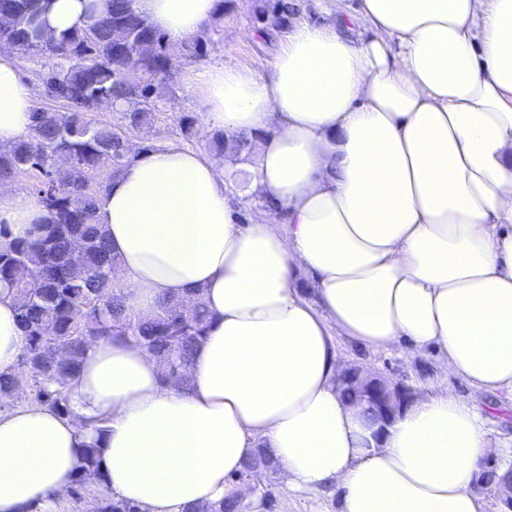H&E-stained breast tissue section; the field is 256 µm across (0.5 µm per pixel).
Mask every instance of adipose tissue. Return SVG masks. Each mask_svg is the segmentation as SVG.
Wrapping results in <instances>:
<instances>
[{"label": "adipose tissue", "instance_id": "obj_1", "mask_svg": "<svg viewBox=\"0 0 512 512\" xmlns=\"http://www.w3.org/2000/svg\"><path fill=\"white\" fill-rule=\"evenodd\" d=\"M134 6L176 40L216 12ZM21 68L0 52L2 146L32 123ZM188 86L227 135L262 136L248 172L281 217L239 224L222 159L170 142L111 180L98 222L126 314L200 299L206 336L182 386L109 339L70 380V414L0 413V512H67L93 440L109 492L141 512L221 501L259 445L288 490H334L341 512H486L475 474L505 449L477 399L512 397V0H361L349 21L294 26L266 73L212 66ZM44 216L0 188V248ZM342 337L435 350L471 394L435 388L378 431L339 391ZM23 346L1 286L0 372H19Z\"/></svg>", "mask_w": 512, "mask_h": 512}]
</instances>
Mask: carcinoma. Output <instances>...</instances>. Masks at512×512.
Masks as SVG:
<instances>
[{"label":"carcinoma","instance_id":"carcinoma-1","mask_svg":"<svg viewBox=\"0 0 512 512\" xmlns=\"http://www.w3.org/2000/svg\"><path fill=\"white\" fill-rule=\"evenodd\" d=\"M43 13L42 0H0V15L8 18L0 26V44L32 60L39 95L49 102L34 110L28 135L0 146V182L35 174L30 190L46 210L37 235L0 251V282L17 297L25 338L20 365L28 376L25 386L19 374L0 372V398L11 399L27 387L31 403L67 414L68 380L99 342L120 337L143 346L159 361L164 382L180 385L205 338L209 313L201 302L189 314L171 300L147 321L126 315L112 293L118 267L97 211L112 178L137 156L127 149L128 138L158 118L162 105L176 96L177 67L206 57L211 38L205 29L177 43L154 28L134 0H106L104 14L46 43ZM260 16L269 40L288 25V3L264 0ZM106 105L120 114L118 122L91 118ZM179 127L186 141L198 138L194 115H181ZM260 139L215 129L206 145L238 164L250 158ZM100 453L95 441L79 449L68 491L73 512H83L92 479L100 486L92 512H140L107 491ZM272 466L267 450L258 448L233 481ZM509 479L511 467L498 465L483 474L488 488ZM191 512H246V506L230 495Z\"/></svg>","mask_w":512,"mask_h":512}]
</instances>
